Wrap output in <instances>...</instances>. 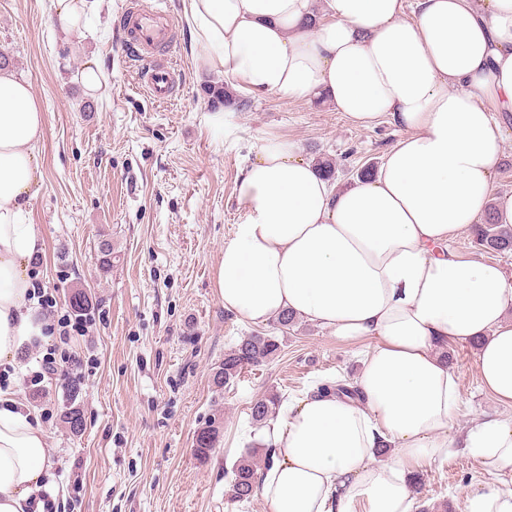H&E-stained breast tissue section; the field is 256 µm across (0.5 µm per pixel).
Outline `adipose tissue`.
Instances as JSON below:
<instances>
[{
  "label": "adipose tissue",
  "mask_w": 512,
  "mask_h": 512,
  "mask_svg": "<svg viewBox=\"0 0 512 512\" xmlns=\"http://www.w3.org/2000/svg\"><path fill=\"white\" fill-rule=\"evenodd\" d=\"M201 68L250 94L321 97L354 123L405 131L370 177L340 188L285 138L243 172L248 216L213 282L252 324L283 311L341 340L370 338L358 395L307 393L269 420L256 482L268 512H413L414 467L448 454L459 411L448 343L478 341L480 382L512 406V279L464 260L455 235L486 215L512 225L497 195L512 112V0H183ZM44 112L29 83L0 68V366L49 323L31 274L43 239L30 221L42 178ZM490 479L463 512H512V421L462 433ZM389 446L387 460L376 450ZM51 439L14 390L0 388V512H30Z\"/></svg>",
  "instance_id": "ef3b65f1"
}]
</instances>
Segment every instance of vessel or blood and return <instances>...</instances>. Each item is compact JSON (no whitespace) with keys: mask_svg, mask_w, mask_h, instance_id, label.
I'll list each match as a JSON object with an SVG mask.
<instances>
[{"mask_svg":"<svg viewBox=\"0 0 512 512\" xmlns=\"http://www.w3.org/2000/svg\"><path fill=\"white\" fill-rule=\"evenodd\" d=\"M123 49L136 59L148 94L154 100H170L176 92V73L171 66L158 62L155 54L169 47L174 39L167 15L158 8H144L132 0L122 20Z\"/></svg>","mask_w":512,"mask_h":512,"instance_id":"vessel-or-blood-1","label":"vessel or blood"}]
</instances>
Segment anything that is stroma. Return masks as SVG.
<instances>
[{"instance_id":"35a3bbf8","label":"stroma","mask_w":512,"mask_h":512,"mask_svg":"<svg viewBox=\"0 0 512 512\" xmlns=\"http://www.w3.org/2000/svg\"><path fill=\"white\" fill-rule=\"evenodd\" d=\"M160 5L175 27L167 55L181 78L172 100H153L117 38L129 0H95L86 26L66 36L50 25L52 0H0V54L31 85L46 114L38 145L43 184L32 202L44 249L33 261L42 295L58 315H71L73 286L91 303L87 335L73 334L68 355L82 362L78 395L45 380L49 398L27 381L52 352L55 339L21 353L9 386L38 412L55 455L47 490L58 512H266L261 498L247 508L228 500L227 472L247 449L264 461L253 400L270 392L292 399L312 387L351 379L367 340L344 342L298 321L279 336L280 349L227 388L212 383L215 367L241 337L272 333L225 310L213 288L214 268L248 212L237 183L265 139L296 143L303 157L335 161L346 185L368 163H379L402 136L389 119L360 127L322 100L294 102L274 94L247 95L224 115L223 131L208 121L205 93L224 75L197 66L200 52L182 0ZM95 58L104 79L97 94L78 83ZM112 242V267L99 268L101 238ZM461 410L459 434L479 417L512 419L481 386L468 343L450 345ZM84 418L80 433L63 422L70 406ZM220 436L207 457L194 452L195 432L211 418ZM82 476L73 485L71 473ZM419 507L461 512L483 476L462 448L421 465Z\"/></svg>"}]
</instances>
